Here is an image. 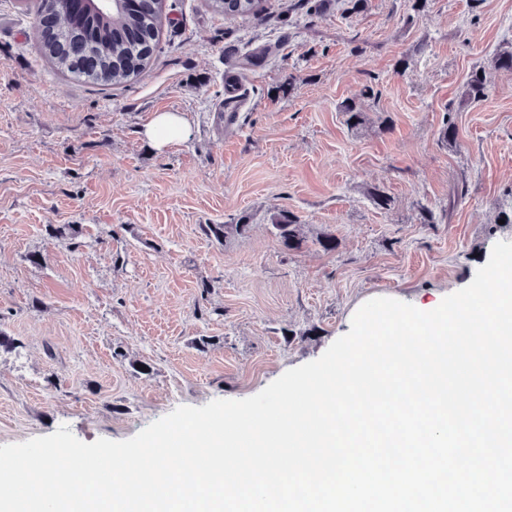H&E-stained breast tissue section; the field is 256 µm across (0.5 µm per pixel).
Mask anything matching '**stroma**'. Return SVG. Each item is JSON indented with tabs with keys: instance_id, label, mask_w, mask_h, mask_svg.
I'll return each mask as SVG.
<instances>
[{
	"instance_id": "1",
	"label": "stroma",
	"mask_w": 512,
	"mask_h": 512,
	"mask_svg": "<svg viewBox=\"0 0 512 512\" xmlns=\"http://www.w3.org/2000/svg\"><path fill=\"white\" fill-rule=\"evenodd\" d=\"M33 18V0H0V329L20 342L0 349V445L63 425L122 441L254 396L365 302L442 299L512 242V71L493 63L512 0H267L246 19L167 0L150 64L114 86L58 71ZM158 112L187 115L191 137L154 149ZM282 210L305 236L289 254ZM243 215L245 238L199 230ZM62 224L78 235L51 237ZM271 225L283 252H294L302 248L305 240L300 234V220L294 213L287 210L278 212L273 216Z\"/></svg>"
}]
</instances>
